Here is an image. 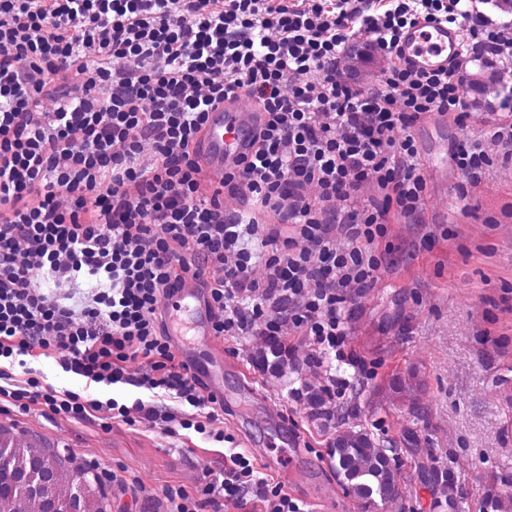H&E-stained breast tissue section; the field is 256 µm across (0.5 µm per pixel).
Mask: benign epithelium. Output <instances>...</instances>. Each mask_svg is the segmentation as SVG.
<instances>
[{"instance_id":"obj_1","label":"benign epithelium","mask_w":512,"mask_h":512,"mask_svg":"<svg viewBox=\"0 0 512 512\" xmlns=\"http://www.w3.org/2000/svg\"><path fill=\"white\" fill-rule=\"evenodd\" d=\"M37 512H98L87 485L62 481L52 459L34 444L0 448V512H18L20 501Z\"/></svg>"}]
</instances>
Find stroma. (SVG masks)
Listing matches in <instances>:
<instances>
[{"instance_id":"35a3bbf8","label":"stroma","mask_w":512,"mask_h":512,"mask_svg":"<svg viewBox=\"0 0 512 512\" xmlns=\"http://www.w3.org/2000/svg\"><path fill=\"white\" fill-rule=\"evenodd\" d=\"M345 66L348 82L371 85L387 61L362 43ZM462 91L471 111L512 110V76L497 78L483 63L469 65ZM484 136L477 121L462 129L432 118L415 127L427 181L423 209L417 223L389 224L388 266L353 306L347 351L370 377L343 403L347 424L400 443L404 493L378 512H457L461 493L476 495L483 477L512 472V162L501 147L487 144L492 163L479 184L467 187L450 159L457 141ZM287 343L292 360L272 375L254 368L250 340L219 339L239 370L224 375L216 426L233 447L281 450L300 485L291 487L276 471L267 478L311 512H361L328 465L333 423L310 420L308 406L292 396L293 388L323 383L324 371L306 366L305 337L293 334ZM27 368L55 389L86 388L54 358L26 357L13 373ZM411 373L410 395L389 391L393 375ZM90 390L103 401L152 403L177 419L191 412L187 404L129 385ZM0 428L63 452L70 465L62 480L95 479L110 512H168V489L197 493L206 469L224 463L223 444L191 430L118 420L106 429L98 418L74 420L39 405L22 415L0 401ZM407 430L415 444L401 443ZM107 471L113 480L104 479Z\"/></svg>"}]
</instances>
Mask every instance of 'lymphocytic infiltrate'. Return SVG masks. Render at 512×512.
<instances>
[{"label": "lymphocytic infiltrate", "instance_id": "f902f5d3", "mask_svg": "<svg viewBox=\"0 0 512 512\" xmlns=\"http://www.w3.org/2000/svg\"><path fill=\"white\" fill-rule=\"evenodd\" d=\"M421 22L464 33L453 70L401 61ZM358 40L390 61L378 84L344 79ZM475 53L512 73V19L477 0H0V396L22 414L157 422L141 401L14 378L17 357L54 355L87 383L188 403L180 427L224 442L215 397L176 362L157 317L184 275L208 289L216 335L268 353L293 331L309 364L354 365L348 307L386 264L389 224L424 204L413 130L435 115L473 120L461 74ZM243 96L261 113L250 151L206 192L191 146L210 110ZM227 195L241 213L225 212ZM81 280L90 289L73 297ZM206 476L200 497L169 492L173 512H305L245 452Z\"/></svg>", "mask_w": 512, "mask_h": 512}]
</instances>
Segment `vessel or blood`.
<instances>
[{
    "mask_svg": "<svg viewBox=\"0 0 512 512\" xmlns=\"http://www.w3.org/2000/svg\"><path fill=\"white\" fill-rule=\"evenodd\" d=\"M460 54V32L446 24H418L406 31L401 44L403 61L421 71L454 68ZM258 121L256 107L246 108L237 101L211 110L195 147L196 160L214 178H222L248 152ZM162 309L166 334L190 374L216 398H223L224 373L231 364L217 351L207 290L193 277H184L165 295Z\"/></svg>",
    "mask_w": 512,
    "mask_h": 512,
    "instance_id": "1",
    "label": "vessel or blood"
}]
</instances>
